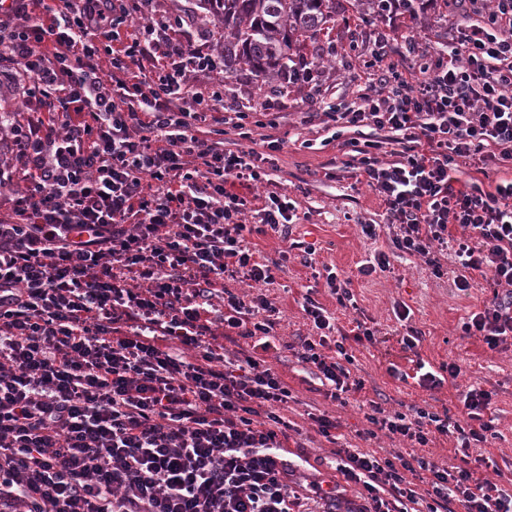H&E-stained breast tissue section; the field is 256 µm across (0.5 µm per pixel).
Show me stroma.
Instances as JSON below:
<instances>
[{
	"label": "stroma",
	"mask_w": 512,
	"mask_h": 512,
	"mask_svg": "<svg viewBox=\"0 0 512 512\" xmlns=\"http://www.w3.org/2000/svg\"><path fill=\"white\" fill-rule=\"evenodd\" d=\"M469 0H458L447 15L427 10L416 16L395 10L381 17L362 14L356 0H336V22L332 30L308 44L307 55L317 56L320 73L311 84L259 86L248 70L224 79L190 71L188 84L204 92L223 91L225 98L254 110L273 103L267 114L273 126L271 135L285 138L284 148L274 155L270 174L280 191L297 200L304 216L291 224L288 236L276 234L251 236L249 246L261 256L279 262L275 282L260 286V294L273 300L280 310L278 327L284 349L269 353L266 361L293 391L296 400L285 415L298 431L292 434L285 452L293 471L292 479L304 485L335 484L336 494L352 505H360L359 488L334 471L335 446L314 429L311 415L335 417L352 445L362 450L378 447L402 451L401 442L387 438L360 440L367 428L365 415L370 403L388 411L407 412L410 406H431L436 411L459 414L462 398L469 386L494 390L491 413L498 433L487 452L497 466L487 469L502 485L512 487V347L492 350L481 337H461L460 326L470 312L480 309L493 297L483 278H475L473 288L458 291L453 285L456 264L449 272L435 277L415 257L396 250L392 233L384 226V208L377 194L358 182L347 167V157L331 142L333 123L324 120L318 110L326 105L352 103L366 92L364 60L370 59L377 38H384L389 58L406 68L418 67L421 53L411 52L409 44L418 41L422 51L434 52L446 46L458 23L475 21ZM379 223L377 238L362 235L361 222ZM315 245L312 265L303 262V246ZM386 252L390 268L369 276L359 267L377 252ZM337 271L351 287L362 312L361 318L376 332V343H351L355 361L353 375L364 380L361 391L351 393L346 407L326 399L314 368L298 363L288 344L312 335L311 324L304 319L301 304L306 293H313L335 319L337 327L350 330L353 315L342 308L332 295L324 277L325 268ZM408 305L411 318L401 326L395 312ZM421 331L416 352L403 350L400 338L406 327ZM433 367L456 363L461 374L452 384L434 389L421 387L415 380H400L390 375V366L411 371L412 357Z\"/></svg>",
	"instance_id": "stroma-1"
}]
</instances>
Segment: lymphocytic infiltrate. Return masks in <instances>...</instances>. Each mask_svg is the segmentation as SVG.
<instances>
[{"label":"lymphocytic infiltrate","instance_id":"f902f5d3","mask_svg":"<svg viewBox=\"0 0 512 512\" xmlns=\"http://www.w3.org/2000/svg\"><path fill=\"white\" fill-rule=\"evenodd\" d=\"M152 0H0V59L23 116L9 133L20 183L0 175V512H301L282 452L292 429L287 384L266 367L280 311L232 282L272 284L250 235L285 234L295 200L249 202L228 180L264 183L267 152L225 149L223 99L206 101L187 71L222 59L153 17ZM423 75L376 54L371 93L324 114L343 128L389 129L349 167L381 198L395 247L442 275L454 255L465 291L479 272L499 292L463 322L496 350L512 339V179L456 184L464 168L512 164V0H472ZM302 310L317 333L292 353L314 366L327 398L347 405L348 336L321 303ZM249 350L227 354L233 337ZM494 393L470 386L454 417L371 404L363 439L410 443L409 455L344 448L336 470L360 485L358 512H512V488L479 476L497 432ZM438 433L456 464L420 450Z\"/></svg>","mask_w":512,"mask_h":512}]
</instances>
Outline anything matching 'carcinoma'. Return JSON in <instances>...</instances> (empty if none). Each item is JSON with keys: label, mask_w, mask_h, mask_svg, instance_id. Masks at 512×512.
I'll use <instances>...</instances> for the list:
<instances>
[{"label": "carcinoma", "mask_w": 512, "mask_h": 512, "mask_svg": "<svg viewBox=\"0 0 512 512\" xmlns=\"http://www.w3.org/2000/svg\"><path fill=\"white\" fill-rule=\"evenodd\" d=\"M333 0H199L197 20L216 29L213 49L224 75L247 66L256 80H283L304 42L333 27Z\"/></svg>", "instance_id": "obj_1"}]
</instances>
